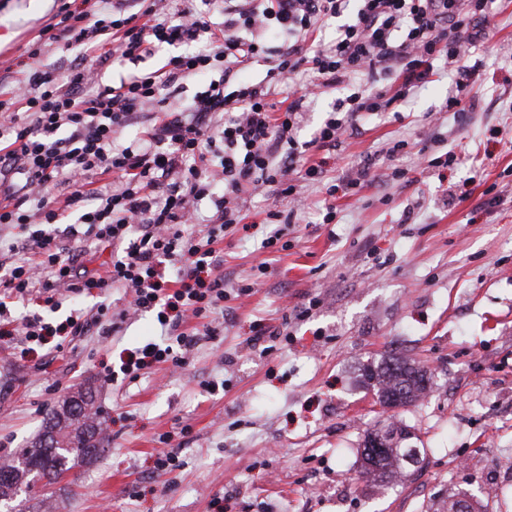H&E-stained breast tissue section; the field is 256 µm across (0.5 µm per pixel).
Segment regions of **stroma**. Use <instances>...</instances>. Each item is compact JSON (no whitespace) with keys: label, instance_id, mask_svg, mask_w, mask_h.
Instances as JSON below:
<instances>
[{"label":"stroma","instance_id":"1","mask_svg":"<svg viewBox=\"0 0 512 512\" xmlns=\"http://www.w3.org/2000/svg\"><path fill=\"white\" fill-rule=\"evenodd\" d=\"M63 0H0V75L37 43ZM486 41L463 57L475 81L463 111L443 106L456 70L446 60L395 111L363 114L302 190L288 248L264 249L273 198L258 189L252 228L226 235L230 308L200 337L186 369L152 366L112 380L122 358L161 338L153 313L127 312L123 289L65 297L44 312L13 304L15 319L60 322L71 311L124 312L119 331L91 328L61 348L18 356L0 341V457L42 429L75 386H93L110 445L53 485L54 512H433L469 496L477 512H512V0H494L480 21ZM404 152L389 156L397 141ZM451 167L428 166L445 152ZM406 177L390 180L392 167ZM369 169L357 194L337 192V221H319L325 187ZM261 288L240 293L260 263ZM311 306L298 319L294 309ZM284 329L264 352L257 329ZM406 360L427 370L431 392L395 408L368 389L367 365ZM406 426L421 457L386 485L361 476L367 433ZM191 432L181 465L162 470L159 434Z\"/></svg>","mask_w":512,"mask_h":512}]
</instances>
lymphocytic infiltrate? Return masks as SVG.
<instances>
[{"instance_id":"lymphocytic-infiltrate-1","label":"lymphocytic infiltrate","mask_w":512,"mask_h":512,"mask_svg":"<svg viewBox=\"0 0 512 512\" xmlns=\"http://www.w3.org/2000/svg\"><path fill=\"white\" fill-rule=\"evenodd\" d=\"M133 2L127 10L114 0H65L39 38L82 48L100 62L141 60L188 42L198 51L101 85L90 66L65 75L33 66V49L12 64L10 96L0 100V224L23 230L0 241V325L11 320L10 299L38 292L54 308L58 288L76 295L125 289L131 308L155 312L168 337L122 362L120 373L132 381L150 365L184 367L181 350L195 341L185 323L223 309L228 296L217 246L227 229L245 222L247 199L258 187L279 202L264 217L275 227L263 241L272 249L288 234L289 205L302 185L322 179L313 152L336 149L361 114L388 111L427 83L442 58L458 66L457 92L445 108L461 111L460 94L474 74L458 60L482 41L475 23L490 0H356L354 19L314 51L308 40L341 17L349 0H237L219 23L211 0L198 8L186 0ZM272 30L282 38L276 53L265 40ZM260 60L269 64L266 80L237 82L242 67ZM214 70L216 86L196 95L189 115L164 110L187 78ZM306 72L310 80L298 83ZM382 74L393 76L395 89L373 87ZM341 88L346 96L336 97ZM328 94L335 97L328 117L310 140L299 141L305 105ZM156 106L162 113L151 129L121 140L132 113ZM94 175L110 177L111 189L93 187ZM218 182L224 192L216 196ZM206 198L213 211L198 231L197 204ZM71 213L77 220L60 237L53 227ZM86 237L109 261L86 264L78 246ZM89 323L81 312L57 325L32 317L12 333L41 345Z\"/></svg>"}]
</instances>
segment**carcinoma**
<instances>
[{
  "mask_svg": "<svg viewBox=\"0 0 512 512\" xmlns=\"http://www.w3.org/2000/svg\"><path fill=\"white\" fill-rule=\"evenodd\" d=\"M378 403L397 407L414 402L432 388L427 372L406 361H385L366 371ZM404 430L368 435L361 452L362 473L371 480L386 482L402 475L419 460L420 449L405 448ZM105 451L100 409L91 387H75L52 409L42 431L10 459L0 460V500L28 494L31 505L20 512H45L52 493H38V483L57 482L58 477L86 466Z\"/></svg>",
  "mask_w": 512,
  "mask_h": 512,
  "instance_id": "carcinoma-1",
  "label": "carcinoma"
}]
</instances>
